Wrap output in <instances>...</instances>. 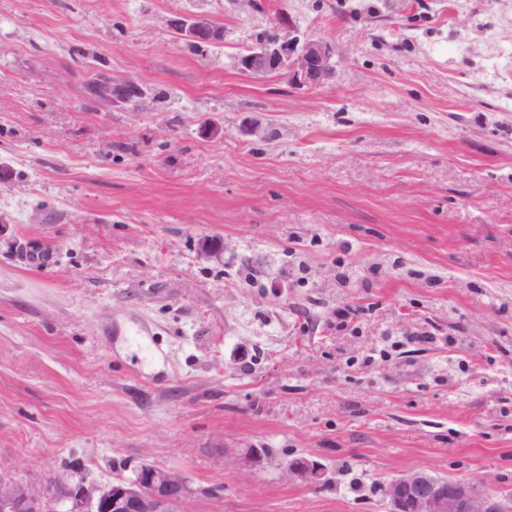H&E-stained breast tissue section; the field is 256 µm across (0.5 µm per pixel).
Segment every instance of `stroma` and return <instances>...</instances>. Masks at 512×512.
<instances>
[{
    "label": "stroma",
    "instance_id": "35a3bbf8",
    "mask_svg": "<svg viewBox=\"0 0 512 512\" xmlns=\"http://www.w3.org/2000/svg\"><path fill=\"white\" fill-rule=\"evenodd\" d=\"M282 12L333 46L321 87L239 70ZM98 74L148 94L97 110ZM0 167L16 478L146 461L192 512H387L413 471L512 498V0H0ZM175 31L187 43L216 44L224 39L223 27L201 13L180 17ZM284 474L290 481L311 486L322 485L325 481L328 482L325 465L307 456H297L289 460L284 467Z\"/></svg>",
    "mask_w": 512,
    "mask_h": 512
}]
</instances>
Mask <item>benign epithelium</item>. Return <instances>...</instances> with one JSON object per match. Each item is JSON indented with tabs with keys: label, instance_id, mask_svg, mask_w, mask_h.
Segmentation results:
<instances>
[{
	"label": "benign epithelium",
	"instance_id": "7a95c632",
	"mask_svg": "<svg viewBox=\"0 0 512 512\" xmlns=\"http://www.w3.org/2000/svg\"><path fill=\"white\" fill-rule=\"evenodd\" d=\"M280 33L250 46L238 59L239 69L253 78L281 75L294 89L322 86L333 71V47L302 38L292 20L277 18ZM176 33L187 43L216 44L224 29L209 16L193 13L180 18ZM96 108H130L145 97V86L135 80L96 77L89 84ZM269 460L266 448H248L234 462L253 468ZM289 480L318 486L327 481L321 462L297 456L284 467ZM388 512H512L495 493L470 481H447L422 471L405 473L381 488ZM191 491L178 474L149 463L129 476L88 484L82 478L59 475L49 482L28 483L0 468V512H190Z\"/></svg>",
	"mask_w": 512,
	"mask_h": 512
}]
</instances>
